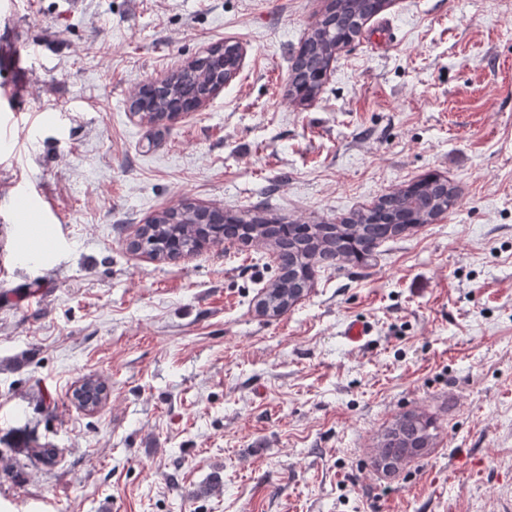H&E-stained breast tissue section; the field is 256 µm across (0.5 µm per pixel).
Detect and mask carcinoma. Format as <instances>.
I'll return each instance as SVG.
<instances>
[{
	"instance_id": "1",
	"label": "carcinoma",
	"mask_w": 512,
	"mask_h": 512,
	"mask_svg": "<svg viewBox=\"0 0 512 512\" xmlns=\"http://www.w3.org/2000/svg\"><path fill=\"white\" fill-rule=\"evenodd\" d=\"M386 5L387 0H329L291 65L286 97L300 104L316 99L338 48L358 37L363 24ZM236 57L235 45H217L163 83L142 86L133 96L131 108L150 124L188 112L224 84V72L235 64ZM458 199L454 186L429 173L339 224H287L268 211L239 216L185 201L159 212L141 228L133 246L165 261L224 240L262 242L273 248L279 276L261 303L265 311L281 316L309 287L318 270L366 263L381 243L431 223ZM103 391L100 380H85L81 387L83 404L98 405ZM435 430L432 417L406 412L387 429L380 451L394 460L420 457Z\"/></svg>"
}]
</instances>
